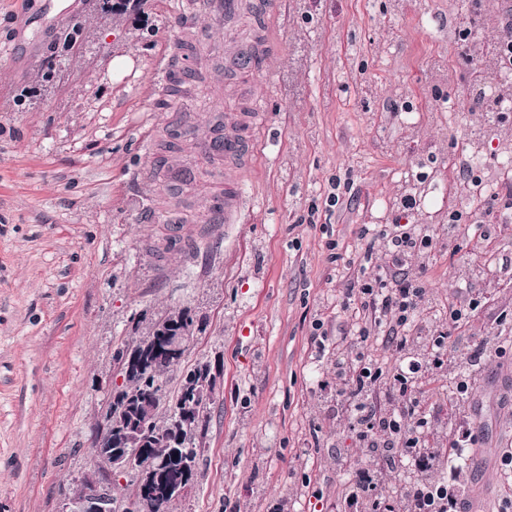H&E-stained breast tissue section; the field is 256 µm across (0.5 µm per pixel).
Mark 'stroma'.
I'll return each mask as SVG.
<instances>
[{"mask_svg": "<svg viewBox=\"0 0 512 512\" xmlns=\"http://www.w3.org/2000/svg\"><path fill=\"white\" fill-rule=\"evenodd\" d=\"M506 2L494 14L487 0H281L270 27L243 12L218 28L175 19L172 0L116 20L93 0H0V512H60L91 470L116 348L185 307L204 328L182 369L216 361L221 374L195 487L172 512H408L396 487L450 479V464H389L359 441L338 363L368 344L381 375L361 398L396 411L408 400L396 370L424 360L449 304L470 299L468 323L412 397L427 432L466 462L464 512H512V217L456 194L512 154V111L468 104L475 76L499 94L512 80L468 50L504 38ZM76 26L78 48L64 49ZM183 34L194 52L176 51ZM258 36L259 66L225 75ZM170 67L193 82L173 105L160 90ZM257 96L240 221L212 223L227 181L209 157L211 126ZM184 124L175 151L157 149ZM474 142L483 165L469 174ZM473 219L489 220V239ZM386 224L436 238L404 266L427 290L400 350L379 327L360 342L339 305L389 260L379 240L364 262L358 230ZM361 468L371 486L352 507Z\"/></svg>", "mask_w": 512, "mask_h": 512, "instance_id": "obj_1", "label": "stroma"}]
</instances>
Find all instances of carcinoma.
Returning a JSON list of instances; mask_svg holds the SVG:
<instances>
[{
  "label": "carcinoma",
  "mask_w": 512,
  "mask_h": 512,
  "mask_svg": "<svg viewBox=\"0 0 512 512\" xmlns=\"http://www.w3.org/2000/svg\"><path fill=\"white\" fill-rule=\"evenodd\" d=\"M242 60L257 64V47L229 60L225 73L234 75ZM173 323L190 338L200 329L192 310L183 308L159 318L147 335L123 344L114 354L122 382H112L110 401L96 427L123 456L122 465L105 484L112 512H171L186 498L182 489L195 485L212 390L203 385L196 392L188 390L187 377L194 373L190 369L181 373L177 391L168 395L169 374L175 367L168 358L150 353L161 346ZM125 476L132 478L134 490L121 497L114 488Z\"/></svg>",
  "instance_id": "cac0c4a2"
}]
</instances>
